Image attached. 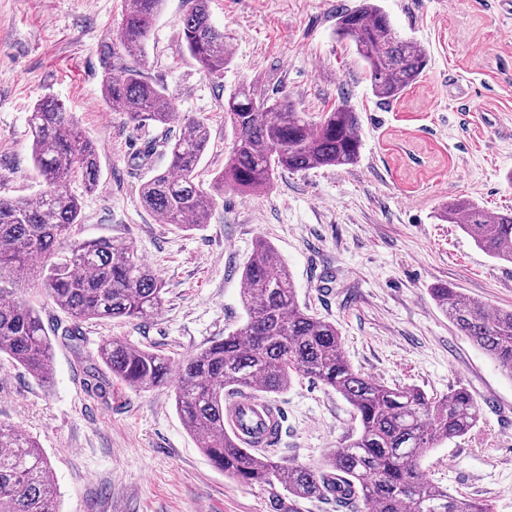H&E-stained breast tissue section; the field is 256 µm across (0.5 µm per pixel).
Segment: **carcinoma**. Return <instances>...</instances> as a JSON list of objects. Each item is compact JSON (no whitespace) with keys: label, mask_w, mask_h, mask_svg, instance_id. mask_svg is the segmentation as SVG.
Masks as SVG:
<instances>
[{"label":"carcinoma","mask_w":512,"mask_h":512,"mask_svg":"<svg viewBox=\"0 0 512 512\" xmlns=\"http://www.w3.org/2000/svg\"><path fill=\"white\" fill-rule=\"evenodd\" d=\"M164 0H123L117 48L133 60L119 79L106 78L107 106L131 121L182 123L185 132L166 142L169 166L141 187V203L167 224L192 230L207 223L213 194L265 191L279 171L354 165L362 148L361 120L343 102L317 121L288 96L261 98L240 85L224 99L234 139L211 191L196 182L210 140L207 120L177 112L169 95L144 72L151 32ZM187 51L201 72H224L231 50L209 14V0H184L181 18ZM336 36L353 43L378 101H398L428 65L426 50L395 30L376 0L338 14ZM32 159L45 188L34 200L0 195V275L30 278L71 319L62 338L74 344L88 320L146 319L163 302L164 284L127 244L110 238L71 240L81 206L69 182L90 188L100 177L94 145L73 113L43 97L28 118ZM439 220L458 225L490 257L512 262V209L489 212L472 200L448 202ZM247 321L235 332L183 358L174 386L177 411L198 447L229 478L280 487L276 512H300L302 500L329 498L362 512H491L482 500L454 496L424 477L421 460L442 443L467 435L482 410L465 386L443 396L415 387H390L348 362L336 324L300 305L284 259L257 240L242 271ZM459 333L512 377V310L492 311L448 283L430 289ZM0 356L47 380L54 370L52 343L38 312L0 287ZM102 363L108 373L99 371ZM167 358L118 337L101 340L89 358V385L106 397L112 381L146 390L169 383ZM305 376L341 395L358 428L317 466H290L268 451L240 446L224 434V404L244 390L266 398ZM0 512H57L52 466L37 441L0 421Z\"/></svg>","instance_id":"1"}]
</instances>
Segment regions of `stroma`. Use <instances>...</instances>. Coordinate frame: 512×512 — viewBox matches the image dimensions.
<instances>
[{"label":"stroma","mask_w":512,"mask_h":512,"mask_svg":"<svg viewBox=\"0 0 512 512\" xmlns=\"http://www.w3.org/2000/svg\"><path fill=\"white\" fill-rule=\"evenodd\" d=\"M358 0H210L232 58L205 76L185 49L182 0H166L153 28L146 77L178 112L205 118L203 182L223 170L233 134L224 99L247 84L287 95L311 117L340 102L361 118L356 164L277 174L258 196L225 191L207 224L183 231L146 210L143 183L168 166L164 140L184 131L134 123L107 108L106 77L131 61L113 45L122 0H0V195L36 199L27 115L51 95L95 144L99 183L70 185L81 204L77 241L130 244L165 284L149 319L92 320L75 349L60 338L69 317L20 283L52 341L54 372L42 381L0 364V421L36 438L55 471L58 512H274L270 488L224 475L198 448L164 385L136 391L88 387L86 355L116 336L171 363L221 340L246 320L241 274L257 238L286 260L299 301L336 323L351 365L389 386L442 396L466 386L482 406L466 436L432 449L425 476L454 495L512 512V377L439 310L431 288L453 284L492 309L512 308V264L480 250L439 208L456 199L512 208V0H379L397 32L429 64L396 103L377 102L336 17ZM153 155L139 161L148 143ZM283 417L276 457L315 465L358 427L351 406L305 377L272 394Z\"/></svg>","instance_id":"stroma-1"}]
</instances>
